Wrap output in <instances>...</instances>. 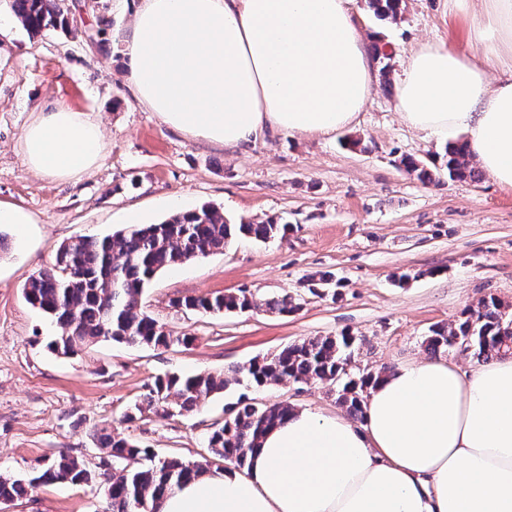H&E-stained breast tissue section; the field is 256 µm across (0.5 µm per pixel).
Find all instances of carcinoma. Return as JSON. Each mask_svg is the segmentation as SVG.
Listing matches in <instances>:
<instances>
[{
	"label": "carcinoma",
	"mask_w": 512,
	"mask_h": 512,
	"mask_svg": "<svg viewBox=\"0 0 512 512\" xmlns=\"http://www.w3.org/2000/svg\"><path fill=\"white\" fill-rule=\"evenodd\" d=\"M10 13L30 33L67 30L71 20L65 0H4ZM376 18L395 22L402 0H368ZM406 170L431 183L441 174L451 180L476 181L480 172L470 164L467 145L450 141L444 147L442 164L405 157ZM287 225L273 220L256 224H237L220 209L204 205L180 212L158 224L134 225L102 238L78 236L62 243L55 264L31 276L24 285L28 302L52 319L59 329L50 348L62 355L77 352L102 340L129 346L168 348L187 341L176 336L165 324L140 308L144 289L158 273L195 258L224 252L239 237L266 241L285 235ZM187 309L209 313L265 310L292 313L298 309L294 295L284 293L263 298L246 290L211 297L190 298L181 302ZM431 354L458 350L492 360L512 356V316L494 297L484 298L477 308L463 313L462 319L431 328L424 340ZM359 344L354 336H315L282 348L271 357L255 359L232 369L233 377L222 374L180 376L166 374L155 379L146 406L159 405L171 416H185L200 403L224 392L243 379L261 387L285 380L295 383L321 382L336 387L337 401L354 418L363 417L370 388L386 370L350 376ZM293 411L287 403L259 404L243 398L223 423L207 436V448L217 461L239 469L248 465V454L263 434L284 421ZM99 447L106 457L97 469L69 455L45 460L26 479L0 477V503L18 502L29 490L41 485L69 483L84 487L96 478L108 476V512H138L145 506L157 512L161 498L181 484L209 469L211 460L184 462L174 457L156 458L149 448L135 441L101 433Z\"/></svg>",
	"instance_id": "carcinoma-1"
}]
</instances>
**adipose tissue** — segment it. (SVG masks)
Returning <instances> with one entry per match:
<instances>
[{
  "label": "adipose tissue",
  "instance_id": "1",
  "mask_svg": "<svg viewBox=\"0 0 512 512\" xmlns=\"http://www.w3.org/2000/svg\"><path fill=\"white\" fill-rule=\"evenodd\" d=\"M353 0H135L127 81L167 126L237 148L272 131L328 135L366 106L375 79ZM469 52H411L396 107L412 129L464 138L512 189V0H448ZM502 71L497 86L489 73ZM92 116L59 103L23 132L27 165L69 179L100 158ZM160 512H512V357L468 370L414 361L369 391L363 421L294 411L245 472L202 475Z\"/></svg>",
  "mask_w": 512,
  "mask_h": 512
}]
</instances>
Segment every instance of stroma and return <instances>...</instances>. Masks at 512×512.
<instances>
[{"instance_id": "stroma-1", "label": "stroma", "mask_w": 512, "mask_h": 512, "mask_svg": "<svg viewBox=\"0 0 512 512\" xmlns=\"http://www.w3.org/2000/svg\"><path fill=\"white\" fill-rule=\"evenodd\" d=\"M72 31L29 35L0 13V202L29 210L34 224L1 226L11 248L0 254V475L24 476L44 459L68 454L97 464L93 436L105 427L158 456L195 461L224 410L248 396L272 405L336 411L331 386L283 382L231 384L186 416L141 404L155 376L222 372L314 336H356L354 370L391 369L428 359L422 340L492 296L512 312V189L488 177H441L422 184L402 157L427 160L444 139L409 128L396 109V80L410 50L446 43L466 49L469 20L448 0H404L398 22L377 20L354 0L374 55L389 63L355 122L328 136H259L230 148L165 126L134 98L124 78L121 38L131 0H67ZM92 113L101 159L69 180L27 167L22 134L55 102ZM357 139V148L341 139ZM204 205L235 222L271 219L285 237L236 240L223 253L157 275L141 308L189 344L169 348L110 341L72 356L52 353L56 326L25 301L22 286L52 267L58 246L78 235L102 237L153 224ZM335 282L316 285L318 273ZM247 290L288 292L299 309L210 315L179 299ZM103 483L54 484L16 502L13 512H104Z\"/></svg>"}]
</instances>
